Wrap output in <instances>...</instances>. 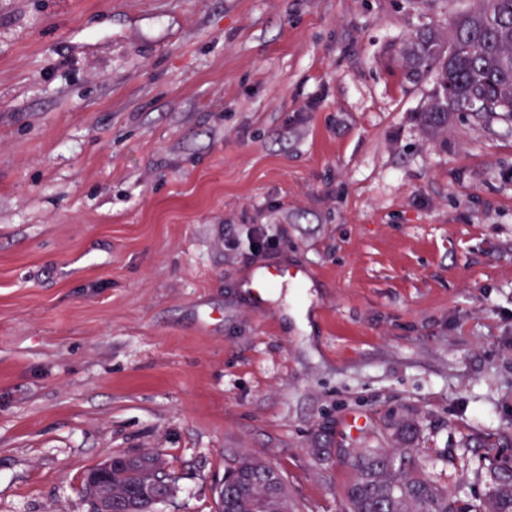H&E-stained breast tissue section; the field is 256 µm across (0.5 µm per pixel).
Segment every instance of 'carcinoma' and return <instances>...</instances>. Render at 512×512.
<instances>
[{"mask_svg":"<svg viewBox=\"0 0 512 512\" xmlns=\"http://www.w3.org/2000/svg\"><path fill=\"white\" fill-rule=\"evenodd\" d=\"M477 6L459 15L448 34L422 28L401 53L407 73L430 75L434 91L423 111L432 128L448 124V116L480 100L488 112L512 121V0H476ZM399 448H363L354 443L342 456L356 470L347 487L341 512H512V467L488 449L479 468L495 480L480 503L464 502L459 490L423 476L436 460L406 444L416 439L414 419L402 416L388 426ZM236 474L224 475V512H294L297 509L281 475L260 459L233 460ZM154 484L149 469H112V512H125L138 501L151 512L148 491Z\"/></svg>","mask_w":512,"mask_h":512,"instance_id":"cac0c4a2","label":"carcinoma"}]
</instances>
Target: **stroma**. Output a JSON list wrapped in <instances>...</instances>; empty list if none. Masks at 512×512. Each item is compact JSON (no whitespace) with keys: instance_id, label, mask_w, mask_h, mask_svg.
Returning a JSON list of instances; mask_svg holds the SVG:
<instances>
[{"instance_id":"stroma-1","label":"stroma","mask_w":512,"mask_h":512,"mask_svg":"<svg viewBox=\"0 0 512 512\" xmlns=\"http://www.w3.org/2000/svg\"><path fill=\"white\" fill-rule=\"evenodd\" d=\"M471 2L0 0V512H89L84 474L143 451L153 512H215L230 454L338 512L355 471L315 448L405 413L426 477L491 490L512 122L430 134L399 53Z\"/></svg>"}]
</instances>
